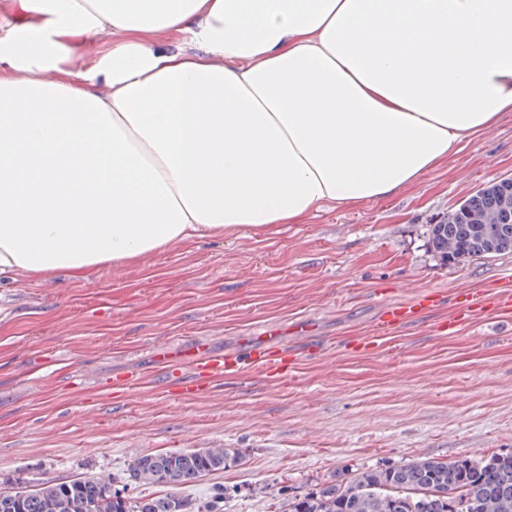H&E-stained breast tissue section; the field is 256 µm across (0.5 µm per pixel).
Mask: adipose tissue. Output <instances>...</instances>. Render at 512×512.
Wrapping results in <instances>:
<instances>
[{"label":"adipose tissue","instance_id":"1","mask_svg":"<svg viewBox=\"0 0 512 512\" xmlns=\"http://www.w3.org/2000/svg\"><path fill=\"white\" fill-rule=\"evenodd\" d=\"M9 7L0 274L80 279L386 198L512 112V0Z\"/></svg>","mask_w":512,"mask_h":512}]
</instances>
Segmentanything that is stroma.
<instances>
[{
	"mask_svg": "<svg viewBox=\"0 0 512 512\" xmlns=\"http://www.w3.org/2000/svg\"><path fill=\"white\" fill-rule=\"evenodd\" d=\"M512 178V112L417 184L356 205L329 204L300 224L254 236L241 227L132 265L33 280L0 277V480L114 478L132 497L166 487L130 480L145 454L241 448L244 462L183 494L227 487L222 512H278L284 495L420 457L512 453V313L443 330L461 288H512V253L442 262L430 226L491 182ZM443 308L351 354L384 305L419 293ZM277 324L289 349L310 347L282 382L255 372L218 382L212 400L146 387L130 399L107 381L152 369L153 347L221 352ZM96 405L99 424L84 413Z\"/></svg>",
	"mask_w": 512,
	"mask_h": 512,
	"instance_id": "1",
	"label": "stroma"
}]
</instances>
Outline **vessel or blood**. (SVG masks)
<instances>
[{"mask_svg": "<svg viewBox=\"0 0 512 512\" xmlns=\"http://www.w3.org/2000/svg\"><path fill=\"white\" fill-rule=\"evenodd\" d=\"M437 303L435 294L422 293L405 303L385 305L379 316L375 335L387 336L421 322ZM454 308L455 313L448 321L452 327L486 309L511 311L512 294L491 297L482 291L463 288L454 298ZM267 335L265 342L246 340L237 349L223 353H214L197 345L174 354L166 342H156L154 349L163 364L166 389L179 390L183 397L189 399H207L211 396L215 381L227 376L241 375L248 369L262 372L270 379L283 378L289 370V353L278 344L277 330H268Z\"/></svg>", "mask_w": 512, "mask_h": 512, "instance_id": "b4317fda", "label": "vessel or blood"}]
</instances>
